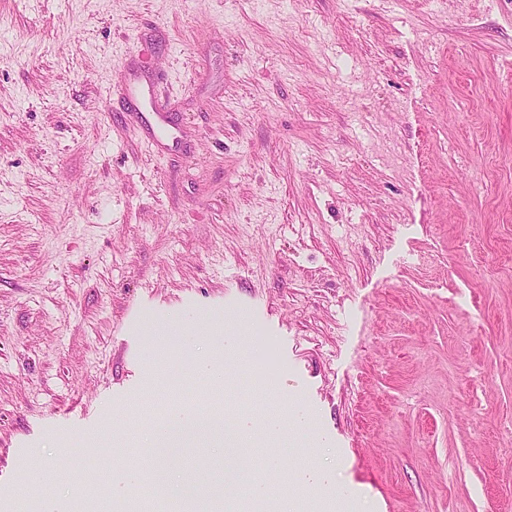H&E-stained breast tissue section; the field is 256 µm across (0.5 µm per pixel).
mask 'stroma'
I'll return each instance as SVG.
<instances>
[{
  "label": "stroma",
  "mask_w": 512,
  "mask_h": 512,
  "mask_svg": "<svg viewBox=\"0 0 512 512\" xmlns=\"http://www.w3.org/2000/svg\"><path fill=\"white\" fill-rule=\"evenodd\" d=\"M228 402L304 415L283 499L512 512V0H0V512ZM152 116L153 122L147 119L143 112L138 108H131L126 115L134 129L145 136L148 142L154 141L155 133L165 134L170 122L168 116L164 112H154ZM236 349V341L228 339L225 342L223 353L193 355L188 361V367L192 372L232 389L238 376V368L230 355Z\"/></svg>",
  "instance_id": "stroma-1"
}]
</instances>
